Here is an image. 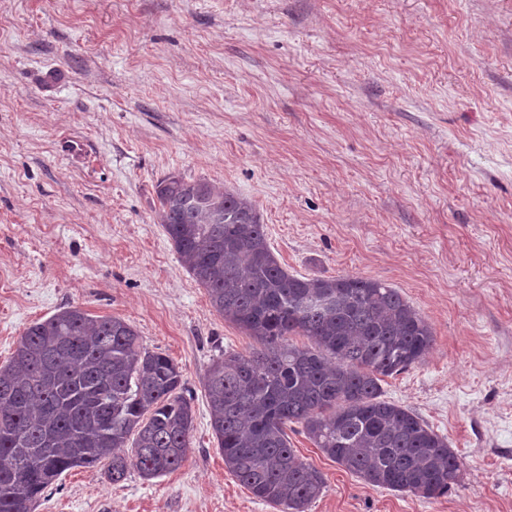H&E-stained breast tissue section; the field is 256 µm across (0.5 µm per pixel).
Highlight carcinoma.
I'll use <instances>...</instances> for the list:
<instances>
[{
	"instance_id": "obj_1",
	"label": "carcinoma",
	"mask_w": 512,
	"mask_h": 512,
	"mask_svg": "<svg viewBox=\"0 0 512 512\" xmlns=\"http://www.w3.org/2000/svg\"><path fill=\"white\" fill-rule=\"evenodd\" d=\"M181 266L211 305L258 343L224 352L205 376L224 465L279 512H308L322 473L288 441V425L367 485L425 499L448 493L463 464L418 414L382 398L381 382L422 363L427 319L375 278H306L270 249L255 205L206 180L156 186ZM224 222L212 220V210ZM306 342L297 344L294 337ZM179 367L117 317L65 308L27 327L0 367V512H34L77 467L109 481L145 479L186 459L194 412Z\"/></svg>"
}]
</instances>
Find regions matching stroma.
Listing matches in <instances>:
<instances>
[{
	"instance_id": "35a3bbf8",
	"label": "stroma",
	"mask_w": 512,
	"mask_h": 512,
	"mask_svg": "<svg viewBox=\"0 0 512 512\" xmlns=\"http://www.w3.org/2000/svg\"><path fill=\"white\" fill-rule=\"evenodd\" d=\"M170 175L253 201L289 273L384 280L433 328L383 397L462 478L374 488L295 430L309 512H512V0H0V365L79 307L168 355L194 411L176 471L76 468L35 512H277L210 427L207 367L254 340L158 224Z\"/></svg>"
}]
</instances>
